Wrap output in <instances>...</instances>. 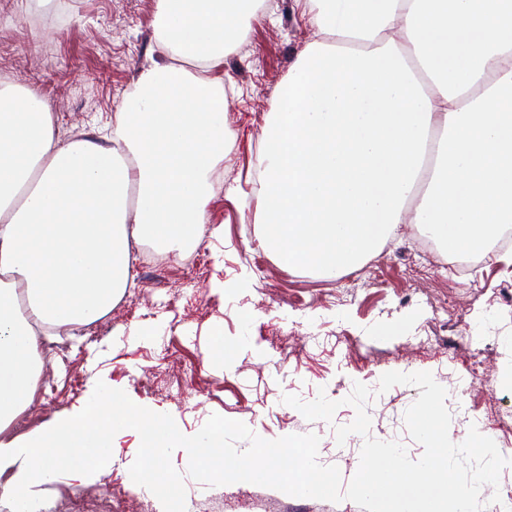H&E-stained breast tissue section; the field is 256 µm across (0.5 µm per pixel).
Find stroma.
Here are the masks:
<instances>
[{
  "instance_id": "obj_1",
  "label": "stroma",
  "mask_w": 512,
  "mask_h": 512,
  "mask_svg": "<svg viewBox=\"0 0 512 512\" xmlns=\"http://www.w3.org/2000/svg\"><path fill=\"white\" fill-rule=\"evenodd\" d=\"M156 25L155 0H0V78L14 79L42 99L61 138L69 139L114 117L139 67L160 54ZM318 38L295 0H264L241 45L213 72L228 87L235 139L216 166L221 179L207 205L210 225L222 227L224 235L205 244L210 272L195 288L206 307L158 309L150 316L135 302L114 307L107 335L74 349L68 359L46 356L42 378L54 394L34 396L28 410L33 430L80 406L101 380L139 406L170 414L188 436L214 414L243 422L267 440L316 434L319 462L337 466L347 483L365 436L353 433L340 444L335 429L355 418L345 402L354 384L377 386L389 371H426L447 391L454 443L474 427L497 447L512 448V437L491 426L496 415L512 416V262L501 253L465 276L442 266L423 268L414 228L404 224L350 274L325 278L288 267L253 244L254 170L272 100L299 53ZM216 279L226 284L223 294L212 291ZM450 290L464 302L451 321L436 311ZM162 339L184 378L180 386L149 394L137 382L145 368L164 372L165 362L155 355ZM473 345L484 350L481 381L463 394V358ZM321 392L339 404L329 422L307 420L283 402L287 394L309 402ZM419 394L416 387L397 385L366 405L369 436L402 443L414 460L423 447L410 437L405 413ZM140 442L137 431L120 430L104 475L62 474L42 485V497L130 483ZM171 460L200 512H364L347 499L294 497L252 483L208 486L187 476L186 450L175 449Z\"/></svg>"
}]
</instances>
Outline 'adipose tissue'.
<instances>
[{
  "mask_svg": "<svg viewBox=\"0 0 512 512\" xmlns=\"http://www.w3.org/2000/svg\"><path fill=\"white\" fill-rule=\"evenodd\" d=\"M321 33L270 112L253 221L291 268L333 277L400 225L448 252L512 224V0H298ZM262 0H156L160 59L109 132L62 140L48 108L0 81V433L32 401L41 340L81 331L133 281L131 242L167 253L218 236L207 176L232 136L213 68ZM99 398L0 436V494L32 512L59 472L112 446Z\"/></svg>",
  "mask_w": 512,
  "mask_h": 512,
  "instance_id": "1",
  "label": "adipose tissue"
}]
</instances>
